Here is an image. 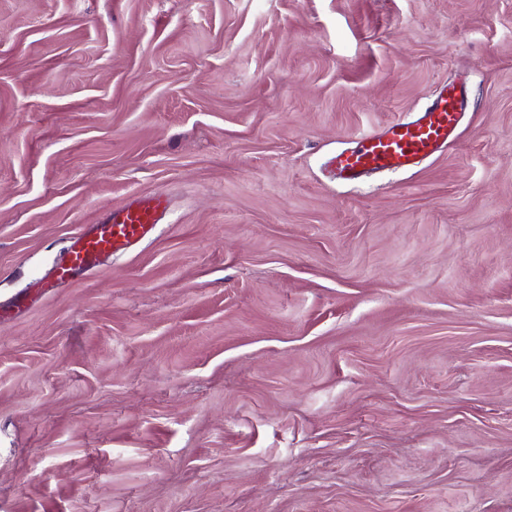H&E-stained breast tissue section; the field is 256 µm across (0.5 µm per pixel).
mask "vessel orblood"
Listing matches in <instances>:
<instances>
[{
    "instance_id": "b4317fda",
    "label": "vessel or blood",
    "mask_w": 512,
    "mask_h": 512,
    "mask_svg": "<svg viewBox=\"0 0 512 512\" xmlns=\"http://www.w3.org/2000/svg\"><path fill=\"white\" fill-rule=\"evenodd\" d=\"M467 105L464 87H441L414 117L393 120L379 132L359 136L351 147L331 155L327 166L344 182H357L378 171H412L447 146ZM160 210L159 198L134 200L74 236L52 269L54 281L69 280L96 267L103 256L127 251L146 239L161 222Z\"/></svg>"
}]
</instances>
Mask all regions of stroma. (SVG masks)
I'll use <instances>...</instances> for the list:
<instances>
[{
	"label": "stroma",
	"mask_w": 512,
	"mask_h": 512,
	"mask_svg": "<svg viewBox=\"0 0 512 512\" xmlns=\"http://www.w3.org/2000/svg\"><path fill=\"white\" fill-rule=\"evenodd\" d=\"M0 512H512V0H0ZM467 105L463 86H443L414 117L395 119L379 132L359 136L351 147L331 155L327 166L344 182L378 171H412L448 145ZM161 203L162 196L131 201L74 236L63 258L52 269L54 282L67 281L93 269L103 256L125 252L146 239L161 222Z\"/></svg>",
	"instance_id": "35a3bbf8"
}]
</instances>
